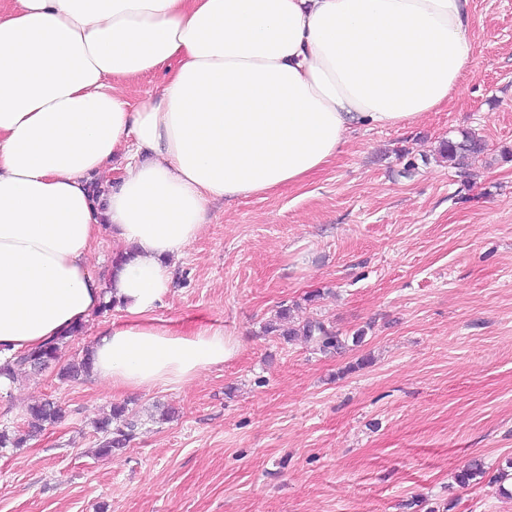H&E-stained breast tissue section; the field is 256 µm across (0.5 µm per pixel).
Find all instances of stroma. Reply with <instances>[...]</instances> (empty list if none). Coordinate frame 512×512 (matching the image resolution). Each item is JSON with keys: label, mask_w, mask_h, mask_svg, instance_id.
I'll return each mask as SVG.
<instances>
[{"label": "stroma", "mask_w": 512, "mask_h": 512, "mask_svg": "<svg viewBox=\"0 0 512 512\" xmlns=\"http://www.w3.org/2000/svg\"><path fill=\"white\" fill-rule=\"evenodd\" d=\"M469 6L448 105L352 132L301 185L209 204L155 317L223 326L235 357L174 390L18 375L0 428L45 398L66 417L0 449V512H512L497 485L512 471V0ZM463 130L485 142L466 174L436 155ZM296 302L363 343L326 355L264 335ZM122 402L136 436L99 458L95 423ZM158 405L176 418L152 419ZM475 459L483 478L458 484Z\"/></svg>", "instance_id": "35a3bbf8"}]
</instances>
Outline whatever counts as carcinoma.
I'll list each match as a JSON object with an SVG mask.
<instances>
[{
	"label": "carcinoma",
	"instance_id": "cac0c4a2",
	"mask_svg": "<svg viewBox=\"0 0 512 512\" xmlns=\"http://www.w3.org/2000/svg\"><path fill=\"white\" fill-rule=\"evenodd\" d=\"M483 152L482 139L472 132L462 134L460 140L453 138L444 140L438 149L440 158L448 162L449 166L461 169L468 166L469 160L478 157ZM83 329L84 325L82 324L74 326L63 336H58L34 350L15 355L13 359L0 365V377L12 381L18 370L29 368L33 371H40L52 365L60 366L59 375L63 379L76 378L89 373L92 361L87 353L80 359H72L64 365L61 364L66 347ZM263 332L267 335L281 336L288 341L294 336L302 335L323 353H339L346 348L348 343L351 342L358 346L364 338L362 331L356 332L351 337L342 336L324 322L315 319H307L301 325L296 326L290 322L287 308L281 309L276 319L265 323ZM65 414L64 406L54 399L48 398L29 406L26 410V430L0 429V448L24 447L30 439L44 431L47 426L62 421ZM136 427L137 423L132 410L127 405H112L110 412L99 419L96 424L97 433L100 434L98 456L110 458L115 451L128 447L135 437ZM484 474L483 463L474 460L456 475V480L462 485H468L477 478L483 477Z\"/></svg>",
	"mask_w": 512,
	"mask_h": 512
}]
</instances>
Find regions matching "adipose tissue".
Segmentation results:
<instances>
[{"label":"adipose tissue","mask_w":512,"mask_h":512,"mask_svg":"<svg viewBox=\"0 0 512 512\" xmlns=\"http://www.w3.org/2000/svg\"><path fill=\"white\" fill-rule=\"evenodd\" d=\"M469 0H13L0 9V362L90 320L116 389L173 390L233 357L219 325L154 313L207 204L295 186L360 126L448 103L468 70ZM165 77L130 102L125 84ZM124 156L100 196L90 179ZM109 234L124 261L92 266Z\"/></svg>","instance_id":"ef3b65f1"}]
</instances>
